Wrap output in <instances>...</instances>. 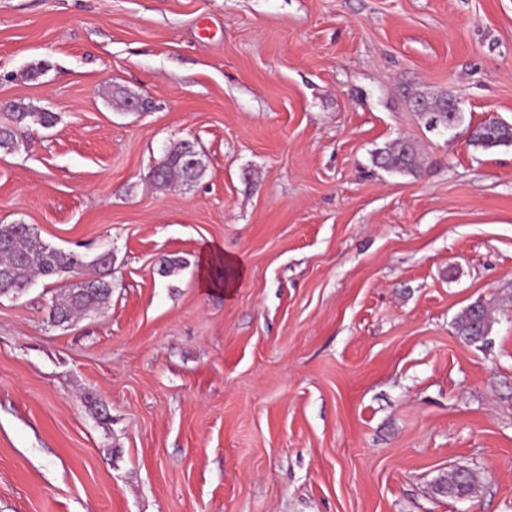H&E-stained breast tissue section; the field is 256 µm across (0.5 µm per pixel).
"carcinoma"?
<instances>
[{"label": "carcinoma", "instance_id": "carcinoma-1", "mask_svg": "<svg viewBox=\"0 0 512 512\" xmlns=\"http://www.w3.org/2000/svg\"><path fill=\"white\" fill-rule=\"evenodd\" d=\"M418 111L426 116V126L441 128L448 124V113L444 106L448 96L442 95L427 99L421 95H411ZM57 115L54 112L39 110L33 106H20L14 113L16 127L0 128V150L13 151L19 143V127L39 125L51 127ZM469 143L477 148L491 149L512 145V124L502 120L484 121L469 129ZM376 166L397 173H415L420 168L418 149L409 139H397L379 149L374 156ZM156 174L151 182L158 187H169L178 183H194L202 178L204 166L187 163L184 141L168 146L154 166ZM112 257L104 250L90 261L75 251H64L41 243L32 228L25 224H0V269L8 271V281L0 284L17 293H25L36 276L61 277L66 273L80 272L90 264L99 268L110 265ZM112 294L111 285L102 279H92L85 286L74 284L55 297L49 316L59 324L70 323L93 311L107 307ZM491 316L488 307L475 301L469 304L455 320L457 335L468 343L475 344L488 335ZM474 477L457 469L448 477L436 482L433 492L436 495L458 498L473 493Z\"/></svg>", "mask_w": 512, "mask_h": 512}]
</instances>
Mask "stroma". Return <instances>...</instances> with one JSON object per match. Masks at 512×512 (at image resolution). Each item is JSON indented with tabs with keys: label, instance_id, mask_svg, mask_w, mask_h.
<instances>
[{
	"label": "stroma",
	"instance_id": "stroma-1",
	"mask_svg": "<svg viewBox=\"0 0 512 512\" xmlns=\"http://www.w3.org/2000/svg\"><path fill=\"white\" fill-rule=\"evenodd\" d=\"M16 104L58 120L0 151V224L111 249L112 295L68 327L71 276L0 297V512H512V146L467 134L512 124V0H0ZM399 138L420 172L374 164ZM179 140L203 177L152 185ZM411 100L414 105L418 106V111L426 116V126L427 128L437 127L441 128L445 125H448V112H456L455 116V125L456 127L460 126L462 123V112L460 111L459 105L456 100L450 98L447 95H442L440 97H436L434 99H427L424 96L411 94ZM447 102V111L442 112ZM453 125H448V130L454 129ZM468 141L477 148L491 149L512 145V124L502 120L484 121L468 128ZM491 316L488 307L481 301L469 304L455 320L457 335L468 343L475 344L488 335ZM474 490V477L466 470L457 469L452 471L448 477L441 478L436 482L433 492L436 495L457 498L470 496Z\"/></svg>",
	"mask_w": 512,
	"mask_h": 512
}]
</instances>
